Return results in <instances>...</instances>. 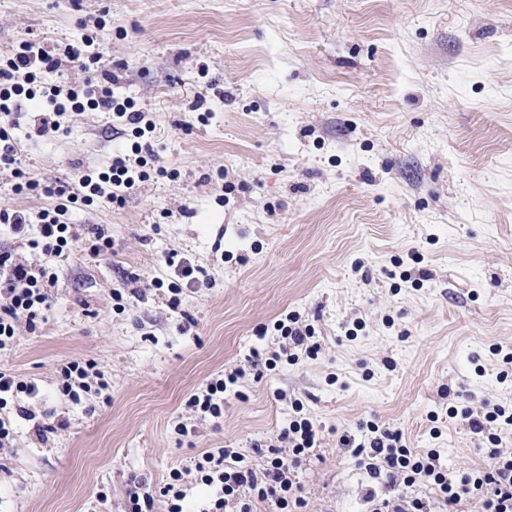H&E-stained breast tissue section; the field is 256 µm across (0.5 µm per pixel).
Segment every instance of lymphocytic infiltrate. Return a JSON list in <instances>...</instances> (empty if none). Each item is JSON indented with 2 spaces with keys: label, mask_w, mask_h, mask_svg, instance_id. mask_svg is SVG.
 <instances>
[{
  "label": "lymphocytic infiltrate",
  "mask_w": 512,
  "mask_h": 512,
  "mask_svg": "<svg viewBox=\"0 0 512 512\" xmlns=\"http://www.w3.org/2000/svg\"><path fill=\"white\" fill-rule=\"evenodd\" d=\"M66 60L88 71L99 66L102 56L75 46L54 54L32 39L20 42L11 56L0 61V168L10 171L14 193L36 192L53 200L52 206L34 213L0 208V232L25 239L31 249L46 254L62 255L79 249L97 257L111 250V237L99 227L78 233L68 220L72 209L92 205L99 198L123 203L138 183L168 177L169 172L158 165L154 154L145 153L141 144L145 135L154 132V122L136 109L134 103L118 102L109 82L88 77L64 97L53 88L34 90L38 73L58 69ZM87 109L113 113L131 126L135 140L130 154L116 156L104 171L82 173L73 184H46L33 179L17 159V129L21 119L32 116L30 136L44 137L60 131L59 118L66 111ZM56 282L55 273L46 267L0 252V351L12 346L20 324L34 326ZM23 394L36 396L35 385L1 369L0 447L13 433L5 411ZM462 416L471 431L486 442L489 464L460 475L450 474L441 465L436 450L421 453L408 448L401 432L372 422L362 425L360 435L340 436L341 447L351 449L372 478L401 489L392 499L369 494L372 512H432L436 503L451 512L470 493L480 494L483 512H512V454H504L498 447L500 431L512 429V411L500 404L486 403L478 411L464 409ZM278 439L287 443V454L271 451L259 468L249 465L243 454L228 448L209 450L198 458L195 468L202 482L217 489L207 512H254L257 503L269 504L272 512H297L304 507V500L293 492L295 473L316 448L318 431L310 420L297 418L280 432ZM170 477V483L156 494L141 482L130 485L129 512H152L159 495L168 500L167 512H185L184 495L174 486L178 471H171ZM419 483L434 489L436 501L406 495V488Z\"/></svg>",
  "instance_id": "f902f5d3"
}]
</instances>
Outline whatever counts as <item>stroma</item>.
<instances>
[{
	"label": "stroma",
	"instance_id": "1",
	"mask_svg": "<svg viewBox=\"0 0 512 512\" xmlns=\"http://www.w3.org/2000/svg\"><path fill=\"white\" fill-rule=\"evenodd\" d=\"M88 37L177 175L71 212L111 236L107 258L0 238L58 276L0 355L38 389L0 449V512H125L131 480L157 490L175 469L202 512L199 455L262 465L257 446L298 414L319 431L296 477L306 512L392 497L338 444L369 420L449 470L486 466L448 410L512 406V0H0L2 58ZM61 125L19 141L36 179L72 181L134 141L106 112ZM291 312L318 356L257 375L251 349H278ZM71 360L95 361L106 394L64 396ZM228 367L243 375L222 416L189 411Z\"/></svg>",
	"mask_w": 512,
	"mask_h": 512
}]
</instances>
